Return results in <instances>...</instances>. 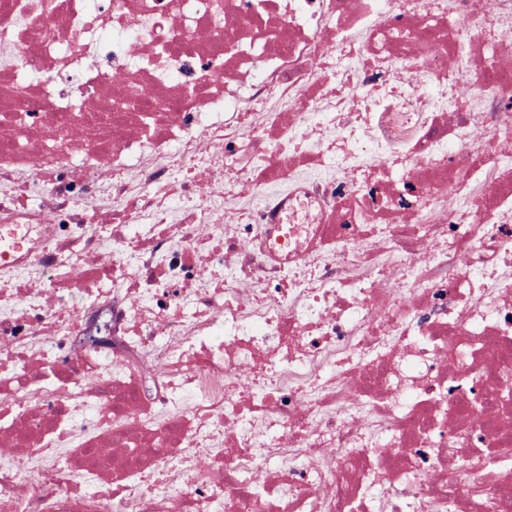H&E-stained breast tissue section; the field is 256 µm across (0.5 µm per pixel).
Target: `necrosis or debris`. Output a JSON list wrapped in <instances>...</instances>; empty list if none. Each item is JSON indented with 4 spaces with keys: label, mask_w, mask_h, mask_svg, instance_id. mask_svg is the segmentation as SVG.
Returning a JSON list of instances; mask_svg holds the SVG:
<instances>
[{
    "label": "necrosis or debris",
    "mask_w": 512,
    "mask_h": 512,
    "mask_svg": "<svg viewBox=\"0 0 512 512\" xmlns=\"http://www.w3.org/2000/svg\"><path fill=\"white\" fill-rule=\"evenodd\" d=\"M502 140L512 0H0L10 512H512Z\"/></svg>",
    "instance_id": "obj_1"
}]
</instances>
